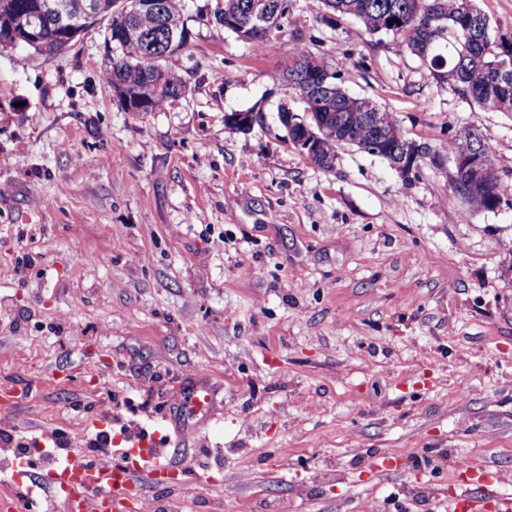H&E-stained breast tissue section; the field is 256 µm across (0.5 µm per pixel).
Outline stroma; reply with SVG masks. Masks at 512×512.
Returning <instances> with one entry per match:
<instances>
[{
	"mask_svg": "<svg viewBox=\"0 0 512 512\" xmlns=\"http://www.w3.org/2000/svg\"><path fill=\"white\" fill-rule=\"evenodd\" d=\"M187 0L186 85L124 111L102 27L45 56L0 46V422L20 434L156 426L169 512H483L512 498V114L483 112L397 41L292 0L276 51ZM307 44L427 146L404 177L354 146L289 142L276 71ZM253 111L247 132L226 114ZM500 207L452 188L465 130ZM200 382L209 417L181 418ZM500 476L459 503L458 458Z\"/></svg>",
	"mask_w": 512,
	"mask_h": 512,
	"instance_id": "1",
	"label": "stroma"
}]
</instances>
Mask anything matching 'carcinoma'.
I'll use <instances>...</instances> for the list:
<instances>
[{
	"label": "carcinoma",
	"mask_w": 512,
	"mask_h": 512,
	"mask_svg": "<svg viewBox=\"0 0 512 512\" xmlns=\"http://www.w3.org/2000/svg\"><path fill=\"white\" fill-rule=\"evenodd\" d=\"M48 0H0V46L13 45L11 33H21ZM127 0H112V20L126 23L140 33L135 40H114L112 30L105 29L104 46L108 59L106 80L124 110L144 106L155 111L171 98L185 91L182 80L172 72L167 61L183 51L189 42L188 16L185 0H154L155 8L136 15L125 13ZM253 0H216L212 16L224 30L248 41L272 45V34L279 30L292 6L291 0H267L265 28L246 26V11ZM465 0H319L317 15L328 20L354 17L371 35H391L423 62L429 63L433 75L448 86L470 97L486 112H502L496 97L490 95L500 78L504 63L499 47L490 34L488 15L470 0L471 12L463 17ZM313 68L326 77L324 86L309 90L302 85V73ZM278 78L297 95H307L305 123L314 129L320 140L310 157L320 167L330 169L336 160V148L361 143L373 136L380 124L390 140L406 144L395 117L368 97H354L336 83V74L323 59L306 45L299 43L292 52L288 67ZM352 106L357 117L348 135H336V128L327 120L328 112ZM486 166L485 188L474 193L469 188V171L459 170L454 191L470 204L484 210L497 195L504 193L494 168L489 147H484Z\"/></svg>",
	"instance_id": "cac0c4a2"
}]
</instances>
